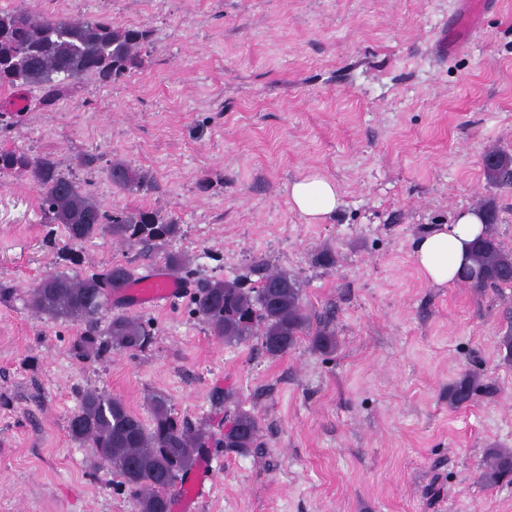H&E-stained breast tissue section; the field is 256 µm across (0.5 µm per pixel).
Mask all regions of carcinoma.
Masks as SVG:
<instances>
[{"label": "carcinoma", "instance_id": "cac0c4a2", "mask_svg": "<svg viewBox=\"0 0 512 512\" xmlns=\"http://www.w3.org/2000/svg\"><path fill=\"white\" fill-rule=\"evenodd\" d=\"M152 33L140 27H114L106 17L95 20L51 18L25 9L0 13V90L19 86L40 91L38 104L47 107L84 76L106 84L124 79L148 61ZM22 173L41 189V210L50 223L62 226L72 244L100 235L149 251L181 232L172 218L150 209H128L111 217L79 181L64 176L50 157H32L17 150H0V173ZM485 175L502 188L512 187V156L501 150L486 155ZM112 186L121 191L156 189L147 170H135L121 160L109 168ZM489 231L472 243L471 265L461 283L481 293L488 288L512 287V249L495 231L496 211L480 204ZM134 275L125 264H114L88 275L49 273L32 287L28 306L54 319L83 325L70 347L78 362L112 349L142 351L153 342L150 326L138 318L115 315L99 329L100 314L109 296ZM194 311L211 335L227 344L256 337L264 353L281 357L308 338L323 353L336 351V332L326 320H314L304 298L302 282L285 270L266 272L259 285L245 286V277L206 280L197 285ZM480 375L466 372L448 384V407L470 404L482 390ZM150 419L142 420L118 398L86 389L69 421L73 440L96 448L100 458L128 486L136 512H171V490L194 468L204 449L216 444L227 454H246L262 447L259 421L237 406L224 412L226 431L216 439L203 425L174 415L168 397L148 396ZM485 487L512 484V450L492 445L478 476Z\"/></svg>", "mask_w": 512, "mask_h": 512}]
</instances>
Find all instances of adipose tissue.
<instances>
[{"label": "adipose tissue", "mask_w": 512, "mask_h": 512, "mask_svg": "<svg viewBox=\"0 0 512 512\" xmlns=\"http://www.w3.org/2000/svg\"><path fill=\"white\" fill-rule=\"evenodd\" d=\"M288 198L307 222H318L332 214L339 204L334 182L324 177L305 176L288 186ZM477 210L459 211L454 222L432 229L415 243L414 253L426 280L443 285L454 283L469 262L470 244L484 233Z\"/></svg>", "instance_id": "obj_1"}]
</instances>
